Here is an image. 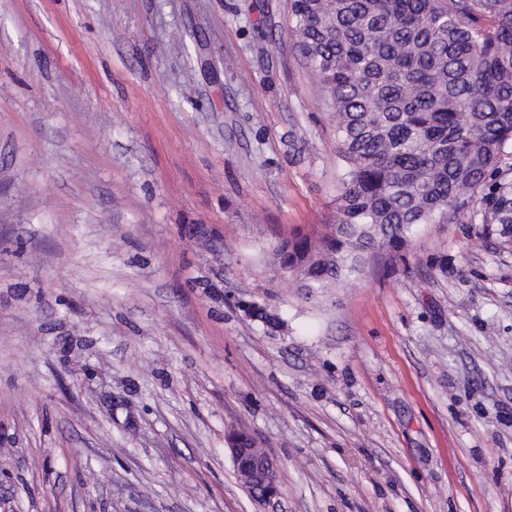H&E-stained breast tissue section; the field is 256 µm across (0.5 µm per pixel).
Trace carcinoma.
<instances>
[{
	"label": "carcinoma",
	"mask_w": 512,
	"mask_h": 512,
	"mask_svg": "<svg viewBox=\"0 0 512 512\" xmlns=\"http://www.w3.org/2000/svg\"><path fill=\"white\" fill-rule=\"evenodd\" d=\"M293 48L336 120L330 233L275 251L303 288L360 271L417 224L451 222L512 143V0H291ZM490 224H512L498 196Z\"/></svg>",
	"instance_id": "obj_1"
}]
</instances>
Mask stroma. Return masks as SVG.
<instances>
[{
    "label": "stroma",
    "instance_id": "1",
    "mask_svg": "<svg viewBox=\"0 0 512 512\" xmlns=\"http://www.w3.org/2000/svg\"><path fill=\"white\" fill-rule=\"evenodd\" d=\"M289 3L0 0V512H512V144L455 222L300 287L273 252L343 169ZM236 432H239V430L231 429L228 431L226 435V443L228 446V450L230 452V456L232 458V461L236 468L239 470L240 461L244 459L250 452L249 448H255V451L257 453H261L263 450L262 448H258L256 445L255 440L247 434L240 433L238 434V437L247 445L248 448L233 446L234 443H238V439L236 437ZM240 471V470H239ZM253 474L255 478L241 475L249 481L257 495L256 501L263 505L270 504L279 495V488L276 478V464L274 459L265 452L259 458L253 461ZM258 485H255V484Z\"/></svg>",
    "mask_w": 512,
    "mask_h": 512
}]
</instances>
